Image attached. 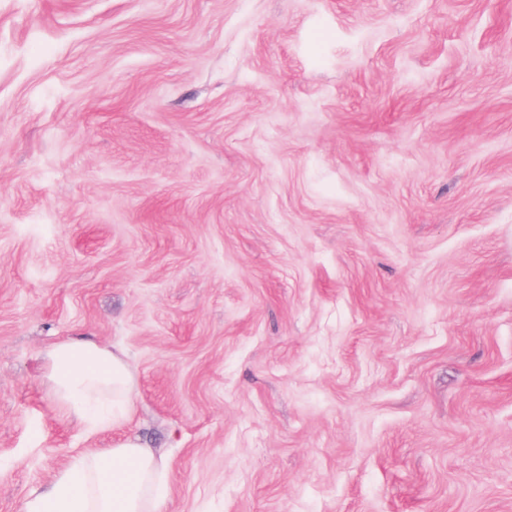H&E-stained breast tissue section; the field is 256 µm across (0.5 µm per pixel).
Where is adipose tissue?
Returning <instances> with one entry per match:
<instances>
[{
  "mask_svg": "<svg viewBox=\"0 0 512 512\" xmlns=\"http://www.w3.org/2000/svg\"><path fill=\"white\" fill-rule=\"evenodd\" d=\"M57 403L95 433L125 420L137 389L122 353L89 338H69L44 354ZM168 467L161 454L127 439L77 455L21 512H162Z\"/></svg>",
  "mask_w": 512,
  "mask_h": 512,
  "instance_id": "obj_1",
  "label": "adipose tissue"
}]
</instances>
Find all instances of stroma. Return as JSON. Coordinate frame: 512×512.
I'll use <instances>...</instances> for the list:
<instances>
[{"mask_svg": "<svg viewBox=\"0 0 512 512\" xmlns=\"http://www.w3.org/2000/svg\"><path fill=\"white\" fill-rule=\"evenodd\" d=\"M128 437L164 512H512V0H0V512ZM57 403L90 433L125 420L137 389L125 356L89 338H69L44 354Z\"/></svg>", "mask_w": 512, "mask_h": 512, "instance_id": "35a3bbf8", "label": "stroma"}]
</instances>
